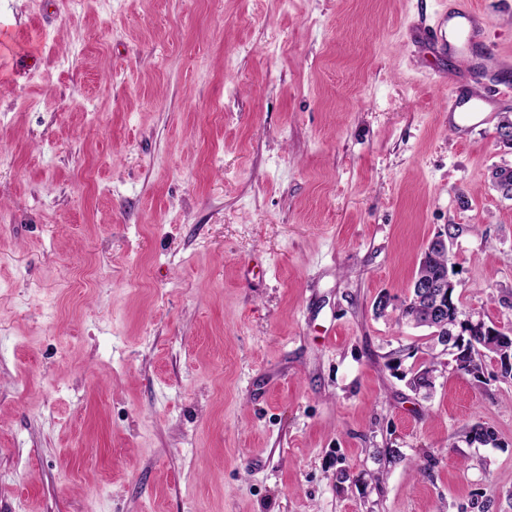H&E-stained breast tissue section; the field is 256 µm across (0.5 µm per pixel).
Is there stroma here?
Masks as SVG:
<instances>
[{
    "label": "stroma",
    "mask_w": 512,
    "mask_h": 512,
    "mask_svg": "<svg viewBox=\"0 0 512 512\" xmlns=\"http://www.w3.org/2000/svg\"><path fill=\"white\" fill-rule=\"evenodd\" d=\"M450 2L0 0V512H512V378L407 379L446 226L512 327V96L448 119L512 0Z\"/></svg>",
    "instance_id": "35a3bbf8"
}]
</instances>
